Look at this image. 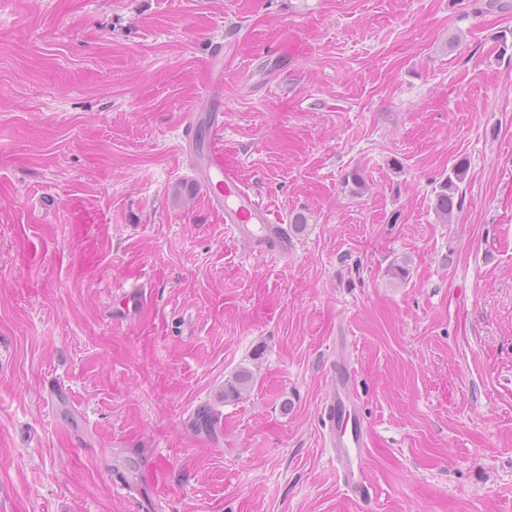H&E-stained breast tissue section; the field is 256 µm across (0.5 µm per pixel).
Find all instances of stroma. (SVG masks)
I'll use <instances>...</instances> for the list:
<instances>
[{"instance_id": "35a3bbf8", "label": "stroma", "mask_w": 512, "mask_h": 512, "mask_svg": "<svg viewBox=\"0 0 512 512\" xmlns=\"http://www.w3.org/2000/svg\"><path fill=\"white\" fill-rule=\"evenodd\" d=\"M218 70L274 258L182 138ZM0 512H512V0H0ZM469 163L466 159L457 160L452 165L446 175L438 186H435L432 193L434 194V210L435 213L443 224L452 223L454 210L460 208L463 190V184L469 175ZM351 373L346 363L333 364L332 387L325 398L323 413L328 422L329 443L343 468V487L351 496L362 498L368 493L362 469L367 454V432L363 418L352 411L345 395ZM254 382V372L248 367H240L224 381V402L235 401L250 390Z\"/></svg>"}]
</instances>
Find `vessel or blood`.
Wrapping results in <instances>:
<instances>
[{"instance_id":"1","label":"vessel or blood","mask_w":512,"mask_h":512,"mask_svg":"<svg viewBox=\"0 0 512 512\" xmlns=\"http://www.w3.org/2000/svg\"><path fill=\"white\" fill-rule=\"evenodd\" d=\"M201 185L232 233L287 251V242L275 234L268 207L245 187L220 151L213 149L204 156ZM351 373L347 364L333 365L332 387L325 398L323 413L328 422L329 443L343 468L342 484L348 494L362 498L368 493L362 469L367 453V432L363 418L352 411L345 395Z\"/></svg>"}]
</instances>
